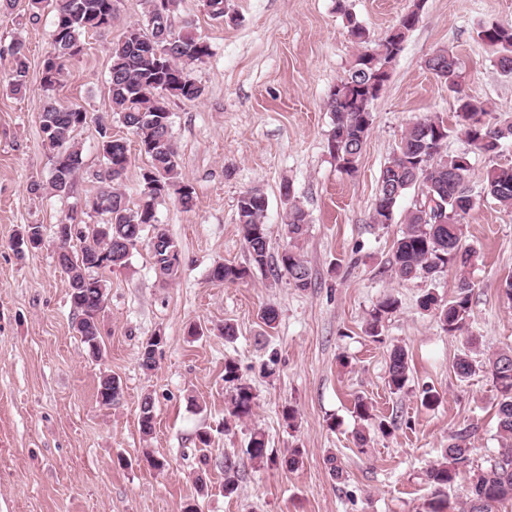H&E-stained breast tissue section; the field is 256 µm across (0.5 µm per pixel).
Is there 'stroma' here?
I'll return each instance as SVG.
<instances>
[{
    "mask_svg": "<svg viewBox=\"0 0 512 512\" xmlns=\"http://www.w3.org/2000/svg\"><path fill=\"white\" fill-rule=\"evenodd\" d=\"M413 0H228L224 21L212 20L203 0H181L173 29L192 24L210 45L192 75L205 93L190 102L170 98L172 136L182 179L195 191L184 209L158 202L156 219L180 252L176 279L155 271L148 239L126 266L100 272L106 288L100 357H91L75 329L78 314L69 282L56 261V224L83 208L99 182L101 126L126 138L132 163L121 184L130 202L140 198L141 155L134 135L113 113L108 89L112 45L142 20L139 0H119L110 28L86 33L84 49L70 60L55 97L86 112L73 141L82 169L69 193L49 186L53 151L41 128V61L50 48L55 12L43 8L30 21L29 0L0 13V71L14 43L25 46L27 90L0 82V512H182L197 498L200 512H434L438 501L458 504L460 489L500 448L495 424L496 388L481 364L487 353L512 348V299L503 290L512 275V209L482 194L493 160L471 150L450 131L444 152L468 153L469 185L476 205L463 224L465 244L479 258L470 271V316L463 335L442 331L420 295L456 291L454 270L436 282H402L391 273L399 222L372 223L380 170L405 128L438 115L454 123L455 92L424 67L445 48L461 61L458 83L485 101L494 118L512 121V75L496 65L477 35L482 24H512V0H423L383 91L372 105L373 125L354 175L342 173L328 151L333 130L326 97L349 69L359 47L344 11L367 28L372 42L411 9ZM290 181L310 220L302 253L312 272L301 290L286 275L252 270L236 284L212 281L214 264L245 266L249 254L235 220L239 195L267 196L269 252L288 243L283 181ZM40 182L31 192V182ZM43 227L40 248L18 252V233ZM399 307L379 337L366 323L384 296ZM272 306L275 328L260 319ZM232 325L234 337L221 333ZM163 343L154 369L139 364L141 344L154 334ZM479 342L480 367L470 378L453 365L467 338ZM403 346L410 382L391 393L389 353ZM234 360L256 393L249 418L229 421L224 362ZM275 360L273 375L261 366ZM122 387L117 404L99 403L100 377ZM439 395L436 407L420 404L422 389ZM152 397L155 430L143 438L140 406ZM379 417L395 419L384 435L371 431L368 447L355 439L361 427L356 398ZM296 411L294 423L283 407ZM469 429L472 469L459 485L435 493L426 470L451 437ZM211 441L201 447L199 432ZM261 432L271 465L251 460L250 436ZM300 449L298 468L282 466ZM152 453L165 463L155 470ZM238 464L237 495L224 494V460ZM341 475H333L332 464ZM207 483L196 493L195 479Z\"/></svg>",
    "mask_w": 512,
    "mask_h": 512,
    "instance_id": "obj_1",
    "label": "stroma"
}]
</instances>
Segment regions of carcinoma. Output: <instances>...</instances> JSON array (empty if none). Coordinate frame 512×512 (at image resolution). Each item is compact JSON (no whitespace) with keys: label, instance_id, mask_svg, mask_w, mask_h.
<instances>
[{"label":"carcinoma","instance_id":"1","mask_svg":"<svg viewBox=\"0 0 512 512\" xmlns=\"http://www.w3.org/2000/svg\"><path fill=\"white\" fill-rule=\"evenodd\" d=\"M117 0H54L55 23L51 50L42 61L41 85L45 92L40 105L42 131L49 145L56 150L50 186L58 194L71 189L82 166L81 151L72 141L71 134L77 124L85 123L87 114L76 108L57 104L54 92L61 84L65 63L83 52L81 36L90 31L112 26ZM145 27L142 39L122 36L112 46L109 83L112 111L130 130L139 144L148 147L149 172L158 187L147 190L141 181L140 202L130 206L119 189V182L130 164V150L123 138H117L100 129L101 155L104 168L98 179L101 188L95 197L107 204L111 215L110 238L97 228L83 234L66 232L59 245L58 263L70 285V300L79 320L76 331L95 353L101 336V326L94 317L102 280L97 271L124 267L130 253L125 244L137 243L148 225L154 235H165L156 224L155 204L158 200L175 196L184 209L194 205V189L185 183L177 170L176 147L172 138L171 112L167 100L171 97L195 101L204 95V87L191 76V66L202 63L211 55L210 45L190 25L176 31L169 25L149 27L150 16L163 12L170 16L180 6V0H140ZM350 34L356 43L369 42L368 31L353 14L344 13ZM409 16L403 15L397 26L373 48H364V54L355 58L347 74L339 81L342 88L330 91L326 106L333 116V133L328 149L339 169L348 175L358 170V161L364 143L358 134H369L373 123L372 104L383 90L378 83L379 72L389 63L392 49L401 46L412 30ZM478 37L492 50L496 63L503 71H512V24L492 22L480 27ZM459 58L440 48L425 60V68L453 89L458 85ZM29 65L24 46L11 48V68L8 80L11 91L19 93L27 87ZM468 144L476 151L493 157L499 154L502 142L512 140V123L491 121L486 104L476 98L458 97L456 123ZM449 128L440 116L419 119L409 124L400 138L390 160L380 172L378 188L371 214L374 224H390L400 200L411 188L420 189V198L404 214L400 234L393 244L391 271L401 281L434 280L449 267L458 276L457 294L443 301L428 290L419 297L424 310H432L441 329L450 336L461 333L470 312L472 282L469 271L478 258L477 251L462 242V224L465 215L474 208L475 201L467 183L469 168L462 164L468 154L455 156L442 154L435 140L448 137ZM483 192L504 208H512V164H492L486 171ZM285 197V224L288 230V248L275 264V271L286 275L299 273L294 287H311V270L301 254V242L308 232L309 219L296 200L293 186L285 181L281 185ZM269 202L258 189L243 192L236 203V221L249 254L252 266H269L266 214ZM80 245H74V240ZM179 254L177 245L151 251L155 270L169 280L176 278L180 264L169 258V249ZM249 269L215 264L210 279L234 284L248 275ZM398 307V299L386 296L371 312L368 324L372 335H379L383 321ZM475 341L468 340L454 363L458 377L472 376L476 365L471 356ZM159 343L142 342L140 365L150 370L155 366V351ZM484 366L490 372L497 388L495 403L496 429L502 440L497 456L479 470L467 491L461 512H493L496 505L512 501V349L486 355ZM411 367L408 352L401 346L392 349L388 363V386L395 393L403 391L410 380ZM224 383L230 387L229 416L238 420L249 417L255 405L256 394L252 386L243 381L237 364L224 362ZM116 390L108 378H100L97 398L103 405H113L120 397L111 395ZM354 413L362 421L373 422L374 428L387 434L396 426L395 420L378 419L372 406L364 398L354 402ZM139 427L149 437L155 428L154 402L149 396L141 403ZM251 459L277 463L268 456L262 434L251 435L247 448ZM469 431L456 433L442 450L441 459L426 470V480L440 493L456 484L460 474L471 465ZM238 472L235 461H224V494L237 493Z\"/></svg>","mask_w":512,"mask_h":512}]
</instances>
